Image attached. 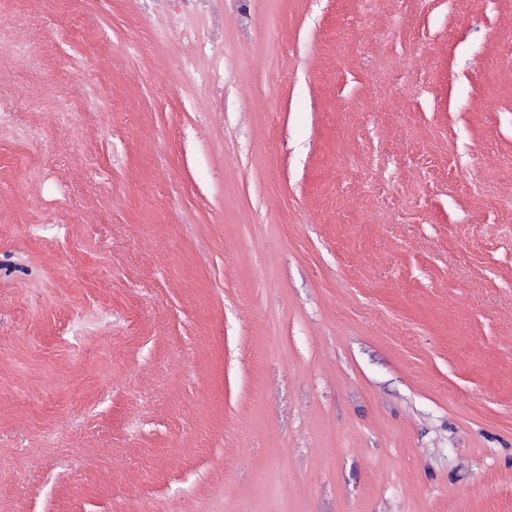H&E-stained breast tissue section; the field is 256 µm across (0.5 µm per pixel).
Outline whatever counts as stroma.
<instances>
[{
  "mask_svg": "<svg viewBox=\"0 0 512 512\" xmlns=\"http://www.w3.org/2000/svg\"><path fill=\"white\" fill-rule=\"evenodd\" d=\"M0 512H512V0H0Z\"/></svg>",
  "mask_w": 512,
  "mask_h": 512,
  "instance_id": "35a3bbf8",
  "label": "stroma"
}]
</instances>
